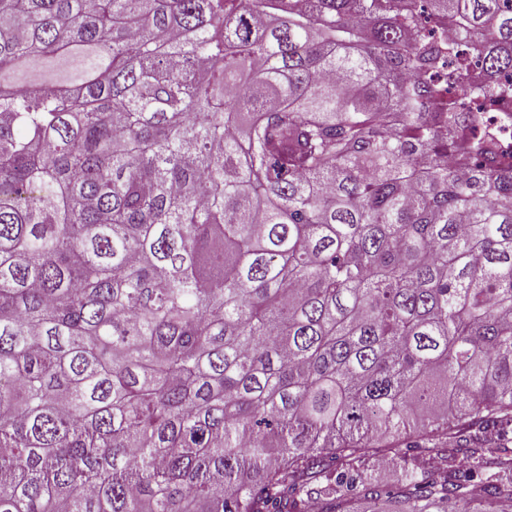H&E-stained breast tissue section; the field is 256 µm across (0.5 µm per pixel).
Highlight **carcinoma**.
<instances>
[{
    "mask_svg": "<svg viewBox=\"0 0 512 512\" xmlns=\"http://www.w3.org/2000/svg\"><path fill=\"white\" fill-rule=\"evenodd\" d=\"M501 72L512 0H0V512H512ZM501 112H481L479 119L465 124L472 129L476 138L491 136L497 146V153L512 162V100L498 106ZM404 458L395 457L392 460H384L370 450L361 457L360 466L362 470L372 478L382 482H393L405 467Z\"/></svg>",
    "mask_w": 512,
    "mask_h": 512,
    "instance_id": "1",
    "label": "carcinoma"
}]
</instances>
